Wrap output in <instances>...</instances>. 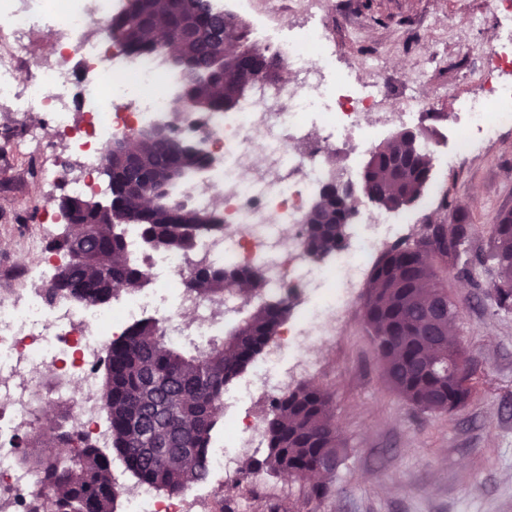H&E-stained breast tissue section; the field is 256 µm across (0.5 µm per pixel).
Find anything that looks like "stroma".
<instances>
[{
	"instance_id": "1",
	"label": "stroma",
	"mask_w": 512,
	"mask_h": 512,
	"mask_svg": "<svg viewBox=\"0 0 512 512\" xmlns=\"http://www.w3.org/2000/svg\"><path fill=\"white\" fill-rule=\"evenodd\" d=\"M489 0H332L326 22L336 40L339 67L352 81L368 80L359 57L375 55L387 71L386 107L410 85L412 76L434 59L428 87L433 118L424 133L443 148L453 146L455 96L482 91L481 45L494 43L485 23L476 32L467 21L488 14ZM41 158L11 154L0 147V286L20 279L31 266L27 236L41 228L46 204L65 194L61 183L40 179ZM425 192L407 210L406 227L415 238L424 224H447L459 204L471 216L466 266L449 269L445 288L459 310L453 328L470 370L464 406L441 413L420 410L387 388L360 308L357 289L341 334L321 343L314 383L331 395L338 433L347 453L329 476V493L310 502L300 484L263 471L244 480L209 485L199 506L222 499L233 512H512V310L499 309L492 286L496 270L485 254L491 221L512 211V128H504L479 158L460 160L456 171L433 168Z\"/></svg>"
}]
</instances>
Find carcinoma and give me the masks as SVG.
I'll use <instances>...</instances> for the list:
<instances>
[{
	"label": "carcinoma",
	"mask_w": 512,
	"mask_h": 512,
	"mask_svg": "<svg viewBox=\"0 0 512 512\" xmlns=\"http://www.w3.org/2000/svg\"><path fill=\"white\" fill-rule=\"evenodd\" d=\"M175 33L187 22L206 36L182 43L185 55L205 65L204 81L187 80L183 101L200 112L228 110L237 105L248 88L238 82L239 70L253 63L274 62L257 49L246 25L230 27L239 57L218 63L212 59L213 45L207 34L222 27L221 13L211 0H127L125 9L112 19V32L127 36V51L153 52L152 32L158 20ZM171 136L159 137L150 129L140 132L138 149L147 158L163 154L174 145ZM388 148L403 155H416L409 191H425L430 179L428 156L420 148V134L409 130ZM182 176L175 182H158L153 172H144L145 185L159 197L165 208L153 214L135 212L113 176L106 202L75 199L83 204L84 217L97 216L100 205L112 207L114 224H101L97 236L85 242L70 229L53 248L71 253L78 248L87 260L71 259L56 273L57 284L46 289L49 297L63 296L86 303L106 302L117 293L133 290L143 283L139 265L127 260L121 232L123 224H139L144 236L159 249L188 253L196 238L215 228L216 214L189 202L182 194L194 172L205 166L202 155L188 150L177 156ZM364 196L376 200L385 210L406 206L401 191L391 183L385 150L372 151L361 173ZM336 207V190L326 184L319 200L306 216L307 248L318 258L336 251L344 239L342 224H319L317 220ZM452 223L425 224L411 243L391 245L376 261L361 307L362 319L377 348L385 383L389 390L429 412L446 411L445 404L458 395L469 394L468 369L456 368L459 348L444 344L442 352L429 351L424 335L429 329L425 317L427 293L403 286L396 271L404 265L421 266L426 280L443 287V273L461 261V246L469 235L466 213L451 207ZM486 257L497 270L493 295L499 308L512 309V223L495 225ZM196 279L189 286L210 302H221L231 310L240 302L253 305L242 336L224 335L205 344L190 339L172 343L153 319L132 327L127 335L112 342L105 360L101 397L109 413L111 449L139 482L178 493L203 480L211 454L212 431L224 416V390L260 353L287 317L290 303L260 294L263 272L259 268L231 269L195 265ZM236 277L254 288L246 294L225 290L224 281ZM69 411L63 409L49 429L21 437L16 444V463L31 467L42 476L51 512H112L115 496L110 455L78 437L68 425ZM264 459L242 469L243 477L266 469L297 478L342 461L346 448L336 433L328 392L311 382L273 395L264 417Z\"/></svg>",
	"instance_id": "cac0c4a2"
}]
</instances>
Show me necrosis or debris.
<instances>
[{
	"instance_id": "necrosis-or-debris-1",
	"label": "necrosis or debris",
	"mask_w": 512,
	"mask_h": 512,
	"mask_svg": "<svg viewBox=\"0 0 512 512\" xmlns=\"http://www.w3.org/2000/svg\"><path fill=\"white\" fill-rule=\"evenodd\" d=\"M232 2L235 12L253 19L256 43L294 79L257 91L230 112H193L174 97L176 77L160 56L130 54L110 38L109 24L122 0H0V112L47 113L50 128L29 127L23 147L48 155L59 139L76 159L72 165L57 159L48 178L65 180L74 197L105 194L108 187L98 170L106 143L166 125L177 140L203 145L213 157L205 188L190 183L184 193L192 203L217 206L220 220L219 228L201 236L189 253L152 249L139 225H125L127 257L142 267L147 285L104 304L49 299L42 284L62 255L33 242L41 253L26 272L34 288L0 290V512H30L45 503L40 475L16 465L14 447L16 437L35 427L33 390L45 374L64 380L56 396L70 409L71 427L106 448L111 434L99 385L101 358L112 342L146 319L159 321L176 344L190 336L205 342L223 331V307L186 288L189 265L258 267L269 294L308 302L281 326L282 341L267 355L263 375L239 392L237 400L244 403L257 394L276 393L285 357L293 358L297 373L315 369L304 352L306 339L335 335L371 257L386 239L401 238L412 221L393 210L357 212L333 265H322L307 252L305 202L320 188L335 152L347 158L343 184H353L358 159L378 128L416 125L428 111L419 90L423 79L415 77L398 111L377 112L386 96L383 69L372 64L374 80L359 86L337 72L335 45L322 18L325 0ZM491 8L497 42L486 53L487 96L457 98L452 151L421 144L449 171L458 154L482 152L512 126V84H492L495 72L512 70V0H491ZM285 15L292 23L271 29V22ZM93 28L98 37H89ZM48 36L57 45L51 58L37 51ZM24 61L33 70L26 81L18 78ZM371 111L378 117L369 124L365 116ZM78 112L88 116L87 124L75 122ZM263 438L261 417L225 418L224 436L210 456V477L237 475L242 454L260 447ZM122 494L123 512H188L185 497L163 496L141 483L123 488Z\"/></svg>"
}]
</instances>
